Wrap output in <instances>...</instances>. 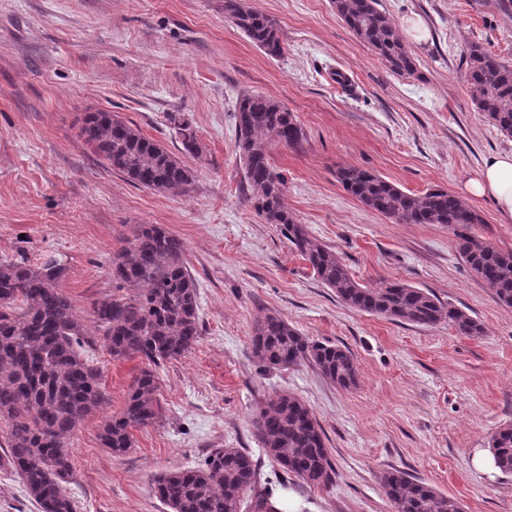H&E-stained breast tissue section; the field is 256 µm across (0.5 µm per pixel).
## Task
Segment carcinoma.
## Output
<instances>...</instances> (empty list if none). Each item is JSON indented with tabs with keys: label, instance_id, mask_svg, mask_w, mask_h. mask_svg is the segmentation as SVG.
<instances>
[{
	"label": "carcinoma",
	"instance_id": "obj_1",
	"mask_svg": "<svg viewBox=\"0 0 512 512\" xmlns=\"http://www.w3.org/2000/svg\"><path fill=\"white\" fill-rule=\"evenodd\" d=\"M337 15L397 75H412L415 60L396 33L379 0H333ZM224 16L270 57L284 46L277 22L246 6L224 0ZM467 80L473 102L512 137V63L469 44ZM236 146L248 184V202L268 224L281 226L288 242L315 279L346 306L421 327L449 323L465 336H481L483 324L432 292L390 281L368 287L356 280L328 246L311 237L284 204L286 181L271 162L276 142L297 150L304 133L283 103L243 94L235 103ZM183 150L203 154L189 124L177 123ZM82 135L97 161L135 185L183 194L193 174L160 143L142 135L112 112L85 115ZM336 180L367 208L397 224H441L452 230L455 247L469 269L503 305L512 307V251L476 232L483 218L463 199L441 188L406 192L383 176L355 165H340ZM186 244L161 224H141L128 245L112 256L110 273L118 292L93 303L96 330L114 360L144 359L129 387L122 411L100 426L101 445L120 456L133 446L131 429L159 415L155 367L189 352L201 335L196 281L184 262ZM65 271L54 256L38 265L25 259L0 262V423L6 449L0 468L20 475L40 512H76L64 483L72 472L68 444L79 426L95 415L105 397L102 372L84 356L93 344L69 297L58 288ZM253 356L266 368L313 364L330 383L356 385L357 366L346 347L313 340L276 313L263 314L252 339ZM254 428L267 454L312 487L333 483L335 469L324 431L311 409L293 394H279L259 408ZM499 471L512 474V423L491 440ZM257 465L243 448H216L204 462L169 472L155 481V495L171 512H239L256 483ZM381 484L396 512H463L462 504L404 471H387Z\"/></svg>",
	"mask_w": 512,
	"mask_h": 512
}]
</instances>
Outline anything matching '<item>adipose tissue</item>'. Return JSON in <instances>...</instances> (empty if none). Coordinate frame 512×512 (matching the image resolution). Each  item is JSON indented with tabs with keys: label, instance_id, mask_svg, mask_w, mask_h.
<instances>
[{
	"label": "adipose tissue",
	"instance_id": "adipose-tissue-1",
	"mask_svg": "<svg viewBox=\"0 0 512 512\" xmlns=\"http://www.w3.org/2000/svg\"><path fill=\"white\" fill-rule=\"evenodd\" d=\"M462 195L492 199L502 223L512 222V153L486 160L482 168L464 184Z\"/></svg>",
	"mask_w": 512,
	"mask_h": 512
}]
</instances>
